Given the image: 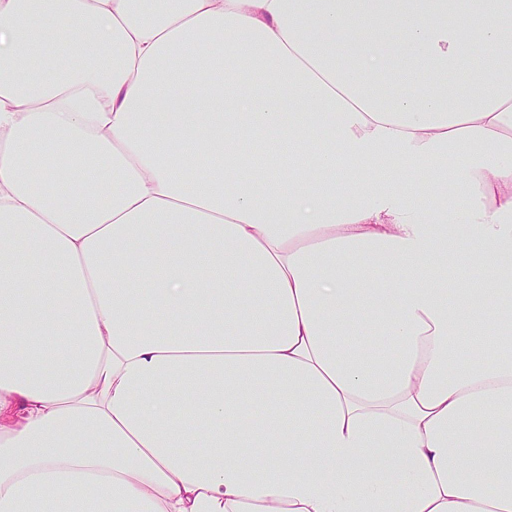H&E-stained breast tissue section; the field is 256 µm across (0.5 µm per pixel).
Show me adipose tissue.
Instances as JSON below:
<instances>
[{
    "instance_id": "obj_1",
    "label": "adipose tissue",
    "mask_w": 512,
    "mask_h": 512,
    "mask_svg": "<svg viewBox=\"0 0 512 512\" xmlns=\"http://www.w3.org/2000/svg\"><path fill=\"white\" fill-rule=\"evenodd\" d=\"M0 512H512V0H0Z\"/></svg>"
}]
</instances>
